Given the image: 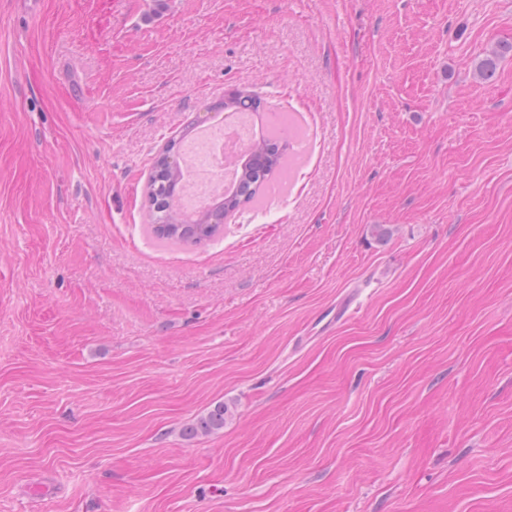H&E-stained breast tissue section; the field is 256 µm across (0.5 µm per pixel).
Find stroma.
I'll return each instance as SVG.
<instances>
[{
    "mask_svg": "<svg viewBox=\"0 0 512 512\" xmlns=\"http://www.w3.org/2000/svg\"><path fill=\"white\" fill-rule=\"evenodd\" d=\"M500 42L512 0H0V512H512ZM233 89L306 163L164 244L150 165ZM227 413L228 407L224 403H218L205 415L198 417L192 425L187 427L185 434L189 437H198L223 429Z\"/></svg>",
    "mask_w": 512,
    "mask_h": 512,
    "instance_id": "obj_1",
    "label": "stroma"
}]
</instances>
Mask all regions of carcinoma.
I'll return each mask as SVG.
<instances>
[{"mask_svg": "<svg viewBox=\"0 0 512 512\" xmlns=\"http://www.w3.org/2000/svg\"><path fill=\"white\" fill-rule=\"evenodd\" d=\"M512 52V43L486 55L478 61L476 71L484 79L492 77L497 69L500 54ZM262 101L257 96L237 91L224 103V111H260ZM238 170V182L232 189L193 218L184 216L179 202L181 169L160 170L151 165L147 178L148 203L150 209V231L160 241L177 245L200 244L217 237L220 223L214 221L213 213L219 211L224 219L236 215L245 205L259 203L273 182L280 178L288 167V142L278 133L262 134L253 142L250 152L233 160ZM228 407L222 403L213 406L185 429L189 437L208 435L224 428Z\"/></svg>", "mask_w": 512, "mask_h": 512, "instance_id": "1", "label": "carcinoma"}]
</instances>
